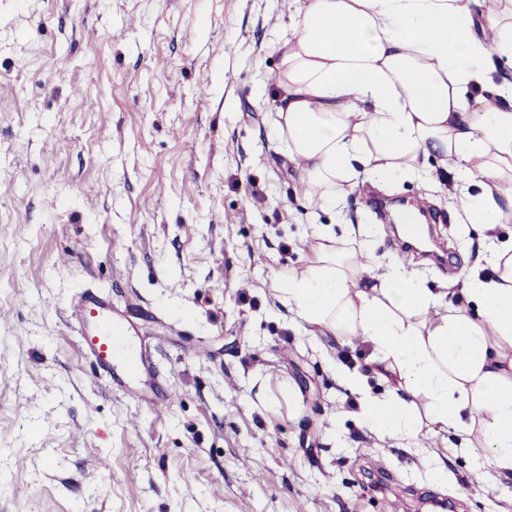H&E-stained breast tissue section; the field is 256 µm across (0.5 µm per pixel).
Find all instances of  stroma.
I'll list each match as a JSON object with an SVG mask.
<instances>
[{
  "instance_id": "1",
  "label": "stroma",
  "mask_w": 512,
  "mask_h": 512,
  "mask_svg": "<svg viewBox=\"0 0 512 512\" xmlns=\"http://www.w3.org/2000/svg\"><path fill=\"white\" fill-rule=\"evenodd\" d=\"M296 8L0 0V512H512V480L443 433L371 432L336 377L344 362L385 396L370 347L278 299L317 228L361 225L378 263L397 255L393 210L363 189L343 213L309 207L273 131L262 86ZM435 178L380 189L431 205L446 265L417 271L437 293L492 267L479 232L458 235L454 175ZM83 289L134 317L162 413L97 385L70 311Z\"/></svg>"
}]
</instances>
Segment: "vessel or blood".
<instances>
[{
  "label": "vessel or blood",
  "mask_w": 512,
  "mask_h": 512,
  "mask_svg": "<svg viewBox=\"0 0 512 512\" xmlns=\"http://www.w3.org/2000/svg\"><path fill=\"white\" fill-rule=\"evenodd\" d=\"M82 346L112 386L132 387L147 368L141 338L112 315L105 295L86 291L72 305Z\"/></svg>",
  "instance_id": "b4317fda"
}]
</instances>
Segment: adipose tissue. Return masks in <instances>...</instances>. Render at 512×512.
Instances as JSON below:
<instances>
[{"instance_id":"ef3b65f1","label":"adipose tissue","mask_w":512,"mask_h":512,"mask_svg":"<svg viewBox=\"0 0 512 512\" xmlns=\"http://www.w3.org/2000/svg\"><path fill=\"white\" fill-rule=\"evenodd\" d=\"M268 82L275 128L312 207L341 209L345 176L385 182L425 171L430 154L461 183V233L479 226L492 275L472 274L468 306L423 288L403 260L379 270L370 245L351 253L322 235L281 301L308 326L372 349L386 397L359 393L369 427L417 439L423 423L455 434L499 475L512 476V0H300Z\"/></svg>"}]
</instances>
